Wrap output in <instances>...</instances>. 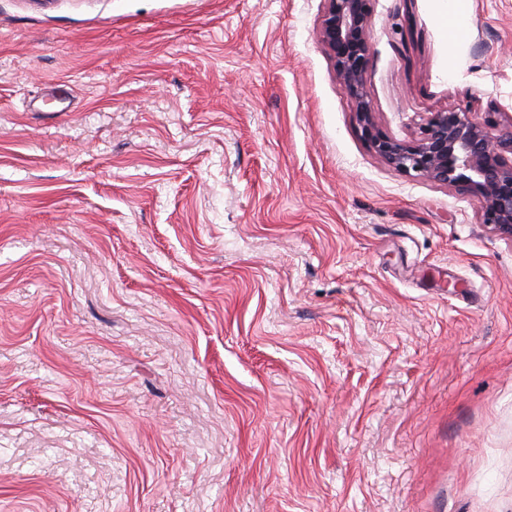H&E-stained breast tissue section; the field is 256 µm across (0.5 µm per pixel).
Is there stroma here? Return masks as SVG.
<instances>
[{"label": "stroma", "instance_id": "stroma-1", "mask_svg": "<svg viewBox=\"0 0 512 512\" xmlns=\"http://www.w3.org/2000/svg\"><path fill=\"white\" fill-rule=\"evenodd\" d=\"M323 13L0 0V512H512V241ZM370 24L389 136L512 110V0Z\"/></svg>", "mask_w": 512, "mask_h": 512}]
</instances>
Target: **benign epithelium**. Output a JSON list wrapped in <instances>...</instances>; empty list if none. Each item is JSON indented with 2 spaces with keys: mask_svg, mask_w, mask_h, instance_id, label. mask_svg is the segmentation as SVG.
Listing matches in <instances>:
<instances>
[{
  "mask_svg": "<svg viewBox=\"0 0 512 512\" xmlns=\"http://www.w3.org/2000/svg\"><path fill=\"white\" fill-rule=\"evenodd\" d=\"M320 30L340 85L353 99L368 147L395 170L454 188L480 204L481 223L512 240V115L476 120L469 106L430 112L416 134L398 139L377 125L365 71L371 50L370 0H324ZM498 127V133L489 131Z\"/></svg>",
  "mask_w": 512,
  "mask_h": 512,
  "instance_id": "benign-epithelium-1",
  "label": "benign epithelium"
}]
</instances>
